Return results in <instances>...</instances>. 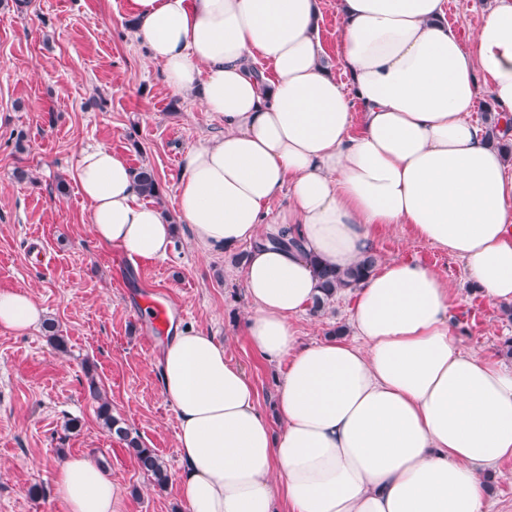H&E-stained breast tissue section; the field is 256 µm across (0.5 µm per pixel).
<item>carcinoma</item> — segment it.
<instances>
[{"mask_svg":"<svg viewBox=\"0 0 512 512\" xmlns=\"http://www.w3.org/2000/svg\"><path fill=\"white\" fill-rule=\"evenodd\" d=\"M139 194L162 203V186L156 172L149 166H142L135 171ZM378 256L367 252L363 258L349 269L338 272L320 262H314L319 295L315 296L312 312L320 313L334 300L337 294L354 287L375 269ZM89 396L98 402L97 414L107 432L127 444V450L142 473L147 475L152 485L161 490L167 488L170 475L167 465L153 448H147L136 438L130 436L120 418L112 415L110 403L101 395L100 387L94 378L88 381Z\"/></svg>","mask_w":512,"mask_h":512,"instance_id":"carcinoma-1","label":"carcinoma"}]
</instances>
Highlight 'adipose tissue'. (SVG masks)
Instances as JSON below:
<instances>
[{"label":"adipose tissue","mask_w":512,"mask_h":512,"mask_svg":"<svg viewBox=\"0 0 512 512\" xmlns=\"http://www.w3.org/2000/svg\"><path fill=\"white\" fill-rule=\"evenodd\" d=\"M318 3L134 0L136 38L167 86L224 124L181 159L178 218L207 254L251 243L244 332L284 366L276 433L223 343L174 326L158 378L177 412L185 512H488L480 473L512 458V366L462 348L434 271L401 259L372 272L350 337L305 344L293 320L317 293L313 260L346 270L392 224L512 302V156L470 117L482 87L512 117V0H489L471 36L449 24L447 0H336L345 85L322 62ZM75 180L99 245L167 255L173 226L140 202L123 158L81 149ZM42 315L0 292V327ZM53 482L66 512H115L89 456L63 459Z\"/></svg>","instance_id":"obj_1"}]
</instances>
